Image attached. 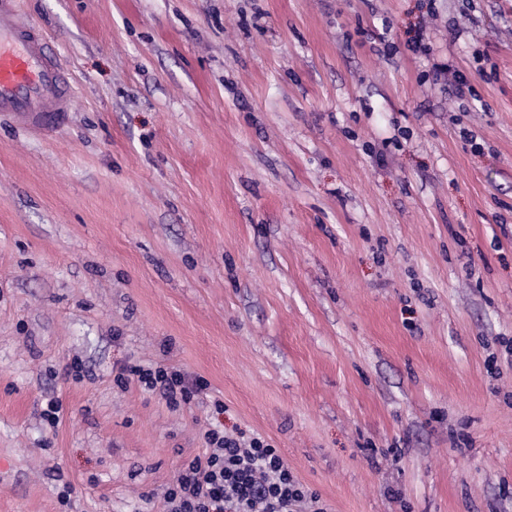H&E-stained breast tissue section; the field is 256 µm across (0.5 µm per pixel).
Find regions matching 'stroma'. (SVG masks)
<instances>
[{"label":"stroma","instance_id":"obj_1","mask_svg":"<svg viewBox=\"0 0 512 512\" xmlns=\"http://www.w3.org/2000/svg\"><path fill=\"white\" fill-rule=\"evenodd\" d=\"M21 7L74 94L0 115V512H163L216 426L326 512H512V0ZM119 371L116 376L117 383L127 386L134 381L148 390L158 391L174 409L181 403H189L191 398L206 387L202 379L189 383L183 373L164 364L146 369L140 366H123Z\"/></svg>","mask_w":512,"mask_h":512}]
</instances>
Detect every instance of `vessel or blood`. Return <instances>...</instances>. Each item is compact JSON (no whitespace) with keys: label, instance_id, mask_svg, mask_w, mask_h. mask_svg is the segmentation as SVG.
<instances>
[{"label":"vessel or blood","instance_id":"b4317fda","mask_svg":"<svg viewBox=\"0 0 512 512\" xmlns=\"http://www.w3.org/2000/svg\"><path fill=\"white\" fill-rule=\"evenodd\" d=\"M72 89L63 60L23 19L18 0H0V114L39 129L62 122Z\"/></svg>","mask_w":512,"mask_h":512}]
</instances>
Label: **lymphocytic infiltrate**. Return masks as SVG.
Wrapping results in <instances>:
<instances>
[{
    "instance_id": "obj_1",
    "label": "lymphocytic infiltrate",
    "mask_w": 512,
    "mask_h": 512,
    "mask_svg": "<svg viewBox=\"0 0 512 512\" xmlns=\"http://www.w3.org/2000/svg\"><path fill=\"white\" fill-rule=\"evenodd\" d=\"M116 381L159 392L173 408L205 387L203 380L187 381L163 364L122 367ZM204 440L203 454L185 464L167 490L166 512H324L318 495L298 481L271 444L215 428L205 432Z\"/></svg>"
}]
</instances>
